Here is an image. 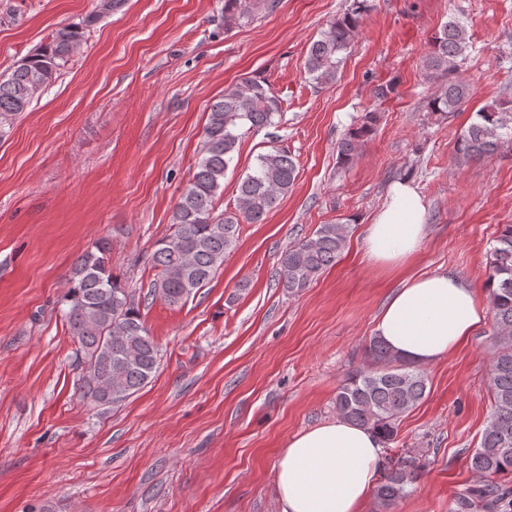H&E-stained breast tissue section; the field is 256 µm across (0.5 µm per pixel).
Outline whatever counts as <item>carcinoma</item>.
<instances>
[{"mask_svg":"<svg viewBox=\"0 0 512 512\" xmlns=\"http://www.w3.org/2000/svg\"><path fill=\"white\" fill-rule=\"evenodd\" d=\"M119 0H99L98 10L80 23L56 30L36 52L18 60L10 73L0 74V123L26 111L56 79L58 71L80 46L87 27L112 11ZM278 0H224V27L230 28L274 10ZM368 0H352L350 8L333 19L309 47L305 69L316 85L336 80L339 55L352 48L359 35ZM471 47L465 26L452 19L432 40L423 61L428 78L440 82L428 108L443 119L461 111L470 86L460 75V63ZM281 101L265 84L251 78L224 90L210 106L204 129L202 157L182 191L172 214V232L157 242L152 254L158 269L153 288L170 304L188 299L224 264L237 242L240 221L262 222L293 187L297 166L285 147H274L257 158L254 171L237 187L236 211L215 213L224 174L234 160L242 134L274 125ZM378 115L366 112L339 140L337 156L350 164L375 133ZM512 152V107L487 105L477 120L457 138V152L466 159ZM346 243L343 224H321L312 236L291 245L281 256L279 282L297 295L322 271L333 265ZM111 247L94 243L73 264L64 306L69 333L79 345L84 364L82 397L100 405L125 400L145 385L156 371L160 350L141 319L139 302L112 274ZM489 280L498 281L490 293L493 312V358L489 366L491 415L480 445L471 456L473 471L484 483L457 500L466 512L478 500L496 512H512V489L495 477L512 473V224L501 227L491 250ZM423 369L396 355L375 336L364 347V365L353 370L336 393V414L373 430L389 445L397 436L400 418L425 397ZM417 457L408 450L386 458L375 487L376 512H392L418 479Z\"/></svg>","mask_w":512,"mask_h":512,"instance_id":"cac0c4a2","label":"carcinoma"}]
</instances>
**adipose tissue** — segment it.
Masks as SVG:
<instances>
[{
  "instance_id": "1",
  "label": "adipose tissue",
  "mask_w": 512,
  "mask_h": 512,
  "mask_svg": "<svg viewBox=\"0 0 512 512\" xmlns=\"http://www.w3.org/2000/svg\"><path fill=\"white\" fill-rule=\"evenodd\" d=\"M424 214L417 189L395 183L367 228V259L390 270L404 267L425 238ZM485 318L467 281L453 273L421 275L388 299L375 332L405 360L428 366L465 344ZM383 461L378 436L343 419L299 432L275 464L280 512H364Z\"/></svg>"
}]
</instances>
